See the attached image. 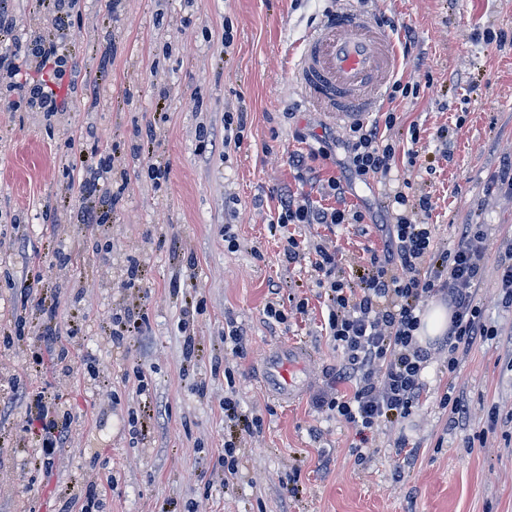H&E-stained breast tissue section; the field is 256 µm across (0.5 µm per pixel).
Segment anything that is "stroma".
<instances>
[{"label": "stroma", "instance_id": "35a3bbf8", "mask_svg": "<svg viewBox=\"0 0 512 512\" xmlns=\"http://www.w3.org/2000/svg\"><path fill=\"white\" fill-rule=\"evenodd\" d=\"M351 5L387 19L398 74L419 86L383 105L397 116L394 137L412 127L419 137L415 161L399 157L394 175L430 196L439 246L457 225L488 229L476 302L496 335L461 356L454 380L447 354H433L420 406L358 448L355 427L313 403L348 387L321 329L324 291L309 262L287 263L284 250L292 239L322 245L349 279L382 250L384 233L371 223L270 224L285 187L335 204L320 185L338 174L335 159H315L316 181L289 163L336 126L303 104L290 73L340 0H79L62 111H37L0 76V99L16 104L0 111V512H59L71 498L84 512H512V306L496 287L499 254L512 246V196L491 183L512 161V0ZM10 9L21 46L52 27L31 0ZM242 110V143L225 150L224 115ZM148 136L149 155L139 150ZM82 179L109 184L119 203L80 197L71 183ZM90 210L103 222L86 226ZM32 278L27 299L21 287ZM43 300L57 304L56 319L42 314ZM271 303L286 321L268 322ZM127 311L144 317V333L118 345L112 319ZM230 322L241 349L224 342ZM52 323L70 368L35 339ZM284 346L309 354L293 401L257 377ZM13 379L73 418L50 466L36 463L42 440L30 406L12 400ZM449 392L468 401L465 424H450L440 404ZM230 393L262 427L234 437L238 474L228 481L218 457Z\"/></svg>", "mask_w": 512, "mask_h": 512}]
</instances>
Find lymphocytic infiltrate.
I'll return each mask as SVG.
<instances>
[{"label": "lymphocytic infiltrate", "mask_w": 512, "mask_h": 512, "mask_svg": "<svg viewBox=\"0 0 512 512\" xmlns=\"http://www.w3.org/2000/svg\"><path fill=\"white\" fill-rule=\"evenodd\" d=\"M36 2L52 15L56 29L35 38L24 56L10 45L15 38V22L8 8L0 4V72L15 77L14 88L20 95L29 97L42 111L53 113L59 111L60 102L49 83L42 79L22 82L18 76L33 57L42 68L51 69L55 80L63 79V28L76 0ZM395 125L396 116L389 112L381 122L353 121L342 136L332 138V145L344 152L339 162L342 176L327 178L324 186L326 193L336 199V206L322 207L285 190L279 196L277 224L336 227L364 223L365 214L347 205L346 190L352 180L367 184L391 173L396 148L385 141L384 133ZM430 209L428 199H419L413 205L403 191L388 195L384 247L373 255L356 286L338 279L335 253L322 246L314 249L316 258L311 267L328 303L325 331L339 354L336 377L349 384L351 391L336 396L320 393L313 402L361 433L408 418L422 400V371L431 352L419 344L414 333L426 298L442 295L452 310L442 343L448 353L449 376H456L461 353L478 338L493 333L484 324L473 296L484 277V259L490 248L487 234L461 224L452 246L439 248L432 226L423 220Z\"/></svg>", "instance_id": "f902f5d3"}]
</instances>
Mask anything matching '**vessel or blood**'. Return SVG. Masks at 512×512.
<instances>
[{"instance_id": "obj_1", "label": "vessel or blood", "mask_w": 512, "mask_h": 512, "mask_svg": "<svg viewBox=\"0 0 512 512\" xmlns=\"http://www.w3.org/2000/svg\"><path fill=\"white\" fill-rule=\"evenodd\" d=\"M398 69V51L387 30L348 7L330 13L310 34L292 78L309 108L349 122L381 108ZM306 358L304 349L291 347L267 357L263 385L282 399L295 397L300 385L286 368L301 367Z\"/></svg>"}]
</instances>
